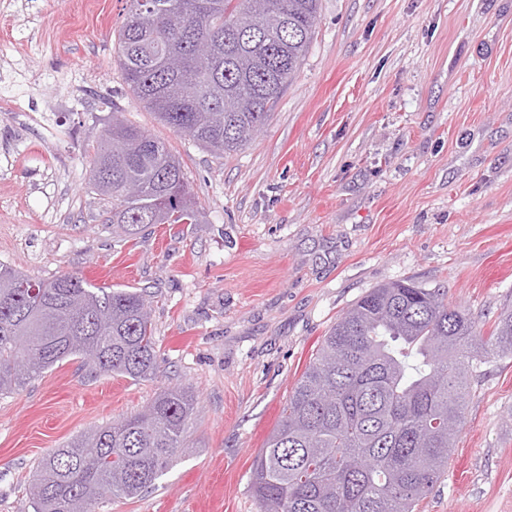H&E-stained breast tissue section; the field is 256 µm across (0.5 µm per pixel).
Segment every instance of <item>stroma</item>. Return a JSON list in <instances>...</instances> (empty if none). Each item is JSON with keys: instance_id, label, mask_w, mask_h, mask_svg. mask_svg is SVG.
I'll use <instances>...</instances> for the list:
<instances>
[{"instance_id": "obj_1", "label": "stroma", "mask_w": 512, "mask_h": 512, "mask_svg": "<svg viewBox=\"0 0 512 512\" xmlns=\"http://www.w3.org/2000/svg\"><path fill=\"white\" fill-rule=\"evenodd\" d=\"M126 0H0V262L147 290L163 376L70 359L0 396V512L90 427L192 388L190 449L97 512H259L251 465L313 350L378 285L442 288L490 332L512 306V0H320L271 118L216 157L157 120L117 63ZM123 112L179 157L199 217L113 238L87 186ZM512 358L484 365L419 512H512Z\"/></svg>"}]
</instances>
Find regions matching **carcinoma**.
Segmentation results:
<instances>
[{"mask_svg":"<svg viewBox=\"0 0 512 512\" xmlns=\"http://www.w3.org/2000/svg\"><path fill=\"white\" fill-rule=\"evenodd\" d=\"M119 67L133 95L218 157L266 125L312 42L319 0H128ZM88 185L120 240L196 220L179 158L112 116ZM133 182L136 195L122 194ZM512 357V309L484 335L447 293L412 280L365 292L336 319L255 457L260 512H415L448 474L482 365ZM132 380L159 376L144 294L65 273L32 280L0 263V395L69 359ZM197 397L160 390L144 410L47 455L33 512H96L156 487L188 447Z\"/></svg>","mask_w":512,"mask_h":512,"instance_id":"1","label":"carcinoma"}]
</instances>
